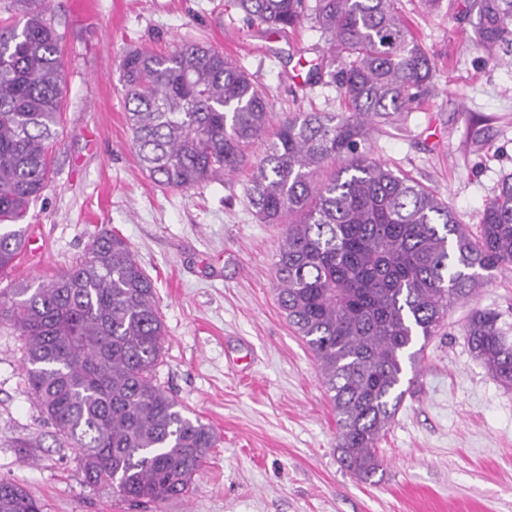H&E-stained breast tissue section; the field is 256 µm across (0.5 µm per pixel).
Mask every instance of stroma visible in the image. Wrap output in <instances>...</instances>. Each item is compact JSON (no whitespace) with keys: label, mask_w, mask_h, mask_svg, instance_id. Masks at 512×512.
<instances>
[{"label":"stroma","mask_w":512,"mask_h":512,"mask_svg":"<svg viewBox=\"0 0 512 512\" xmlns=\"http://www.w3.org/2000/svg\"><path fill=\"white\" fill-rule=\"evenodd\" d=\"M480 0H399L437 62V93L373 131L374 157L434 188L467 223L512 172V48L483 40ZM62 37V134L48 185L25 219L43 253H21L0 291L70 266L101 229L123 236L152 277L165 325L156 380L217 443L188 496L160 512H512V388L462 335L491 309L512 335V266L456 305L443 336L407 366V391L367 481L344 470L336 415L315 361L276 301L281 224L258 223L247 170L181 191L157 186L130 148L118 85L122 54L169 52L186 40L218 48L256 74L274 117L339 112L334 87L307 86L299 58L327 48L312 22L271 34L231 0H48ZM17 329L0 318V479L43 512H126L89 488L77 453L34 403Z\"/></svg>","instance_id":"obj_1"}]
</instances>
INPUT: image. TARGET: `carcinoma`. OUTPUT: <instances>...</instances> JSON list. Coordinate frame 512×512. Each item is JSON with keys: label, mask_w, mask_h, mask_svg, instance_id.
<instances>
[{"label": "carcinoma", "mask_w": 512, "mask_h": 512, "mask_svg": "<svg viewBox=\"0 0 512 512\" xmlns=\"http://www.w3.org/2000/svg\"><path fill=\"white\" fill-rule=\"evenodd\" d=\"M247 23L280 33L310 20L336 58L306 64L304 84L333 85L342 112H290L272 127L266 93L209 45L128 50L119 67L131 148L159 186L191 190L250 166L247 200L261 224H284L278 303L305 340L336 412L338 461L359 479L403 399L417 338L512 266V173L483 204L477 229L436 191L372 156L371 131L433 90L436 62L397 0H233ZM484 34L512 36V0H482ZM0 272L22 252L30 203L45 190L61 135L60 34L47 0H0ZM267 140L251 160L250 144ZM0 316L23 341L31 394L75 448L84 481L132 508L186 496L216 446L155 379L165 327L151 276L104 228L62 273L0 292ZM498 313L464 324L472 354L512 386V339ZM0 512H43L0 479Z\"/></svg>", "instance_id": "cac0c4a2"}]
</instances>
